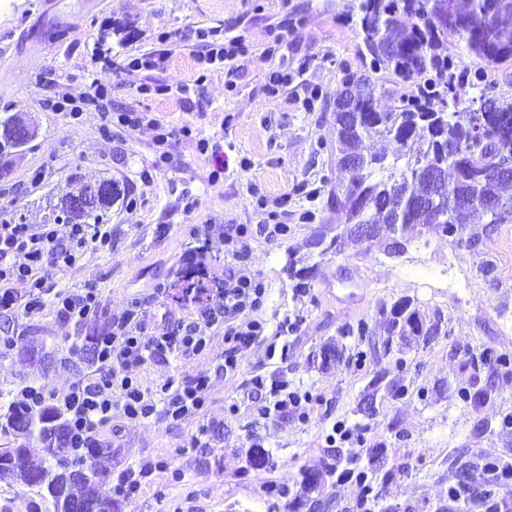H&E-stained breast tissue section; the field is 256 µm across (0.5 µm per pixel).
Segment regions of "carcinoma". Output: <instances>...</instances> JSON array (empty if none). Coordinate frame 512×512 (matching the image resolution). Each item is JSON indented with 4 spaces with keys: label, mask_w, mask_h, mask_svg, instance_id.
Returning a JSON list of instances; mask_svg holds the SVG:
<instances>
[{
    "label": "carcinoma",
    "mask_w": 512,
    "mask_h": 512,
    "mask_svg": "<svg viewBox=\"0 0 512 512\" xmlns=\"http://www.w3.org/2000/svg\"><path fill=\"white\" fill-rule=\"evenodd\" d=\"M511 17L512 0H362L357 22L371 69L413 88L388 110L370 93L336 99L333 154L336 170L348 178L328 190L336 234H322L310 243L319 255L367 244L351 232L352 224L388 225L402 233L416 225L435 226L448 236V226L457 229L476 219L481 226L472 228L467 240L449 236V241L483 255L492 227L512 224V170H502L512 163V98L498 94L487 74L488 66L512 58ZM458 50L482 65L457 70ZM470 91L489 101V108H458L461 96ZM12 121L11 116L0 119V156L14 149ZM370 140L385 142L392 150L369 152ZM431 194L448 211L444 223L424 205ZM121 195L112 180L104 179L60 193L49 203L50 213L74 209L72 223L99 224ZM214 282L198 265L180 272L176 286L197 289L200 301ZM440 332L441 319L427 322L407 302L384 319L388 348L395 340L408 348L427 344ZM0 431L10 436L8 448L24 459L20 465L0 459V473L11 474L40 498L32 503V512H69L72 503L77 512H121L123 500L105 491L111 472L97 464L99 457L119 449L110 442L84 450L74 447L68 418L57 406L0 403ZM34 442L44 453V464L38 467L29 461ZM458 470L460 488L496 508L489 484L499 464L473 454Z\"/></svg>",
    "instance_id": "cac0c4a2"
}]
</instances>
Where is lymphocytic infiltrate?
<instances>
[{
	"mask_svg": "<svg viewBox=\"0 0 512 512\" xmlns=\"http://www.w3.org/2000/svg\"><path fill=\"white\" fill-rule=\"evenodd\" d=\"M195 37V78L168 84L149 77L139 86V95H168L188 103L214 73L223 74L225 88L235 89L239 72L237 61L249 52L245 37L227 35L217 27L197 29ZM87 105L99 111L103 132H111L116 125L133 131L151 130L163 160L168 157L166 147L174 134L191 132L187 125L172 129L148 111L113 113L108 93L101 87H89L75 97L64 94L45 101L48 110L70 120L80 119ZM287 230V225L273 218L254 229L241 224L228 228L224 241L228 256L237 264L236 269L225 275L223 287L209 289L211 303L194 308L188 316L165 323L153 336L143 334L141 309L113 315L109 330L96 341V380L76 381L59 398L61 408L69 417L77 447H85L97 429L111 422L116 414L131 425H140L158 416L174 424L199 416L206 404L211 378L238 376L240 354L244 349L261 341L267 342L269 349H276L277 339L296 329V322L289 319L276 329H269L261 315L268 290L256 274L242 265L248 242L254 235L277 239ZM111 247L112 227L108 224H69L61 230L53 224H16L1 220L0 282L5 288L0 291V311L19 309L34 316L50 300L64 320L79 322L93 316L103 305L95 285L52 294L42 271L48 267L75 265L87 253ZM15 282L23 284V292L12 290ZM219 324L224 327V354L210 373L188 380L170 378L156 384L145 383L138 376V368L150 359L171 355L189 359L200 355L209 346L213 327ZM249 384L262 401L257 409L259 418L307 419L313 404L312 393L293 387L285 376L258 373L251 375Z\"/></svg>",
	"mask_w": 512,
	"mask_h": 512,
	"instance_id": "obj_1",
	"label": "lymphocytic infiltrate"
}]
</instances>
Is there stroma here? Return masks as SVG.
I'll return each instance as SVG.
<instances>
[{"instance_id": "1", "label": "stroma", "mask_w": 512, "mask_h": 512, "mask_svg": "<svg viewBox=\"0 0 512 512\" xmlns=\"http://www.w3.org/2000/svg\"><path fill=\"white\" fill-rule=\"evenodd\" d=\"M358 0H0V118L33 117L38 134L18 155L0 158V215L12 222L42 223L47 198L70 189L75 178H108L136 199L133 211L124 201L109 214L112 248L92 252L72 267L43 272L54 290L95 284L104 301L103 317L131 305L146 311L145 336L158 324L186 316V306L172 300L173 284L185 267L202 264L211 278L224 277V229L256 225L261 212L251 203L259 192L276 207L284 194L292 200L281 219L288 226L282 240L251 239L245 266L269 290L263 316L277 323L283 316L301 318L288 339V353L268 358L264 345L241 354L243 374L213 378L204 419L180 425L163 418L145 425H127L113 417L98 428L99 440L118 446L113 473L141 471L143 488L122 512H271L263 489L287 487L290 497L301 491L309 471L322 477L319 512H355L356 485L337 483L336 467L344 466L348 448H330L325 437L334 422L363 426L369 443L379 444L387 459L369 469L378 494L374 512H438L448 508V489L456 484V455L471 450L512 462V364L473 371L465 353L492 348L512 360V224L496 227L486 243L495 261L493 279L483 278L479 255L449 243L438 228L415 236L399 256L388 255L389 230L362 249L318 258L308 243L330 232L336 215L326 207L325 178L339 179L331 160L335 138L333 103L342 92L344 70L370 72L362 37L350 20ZM289 19L295 31L275 57L265 56L268 30ZM221 26L246 37L251 53L240 61L235 90L224 87L223 74L211 76L191 105L159 96L137 94L145 81L141 70L124 69V61L157 50L161 29L176 31L177 42L163 74L178 82L195 76L194 31ZM285 69L294 81L286 94L268 96L267 74ZM105 87L113 109L150 111L169 126L190 125L191 136L170 143L167 164L156 166L153 133L113 128L111 138L99 133L100 117L87 106L81 119L66 121L43 106L47 96L74 85ZM318 93L314 109L304 104ZM209 140L216 153H200L199 139ZM250 159V168L240 166ZM44 178L31 185L30 175ZM219 181H212L213 170ZM192 210H185L186 200ZM316 213L302 220L304 211ZM203 252H196V244ZM314 268L308 296L293 293L292 274ZM360 287V298L343 300L346 279ZM428 319H441L443 335L429 344L384 349L372 336L380 332L385 312L401 302ZM367 322L366 337L345 329ZM95 320L73 323L53 307L27 317L0 312V345L18 336H35L45 350L59 349L72 361L43 369L18 350L0 356V394L16 396L26 385L41 387L46 396L67 390L81 379L95 380L96 367L77 349ZM338 345L335 363L323 365L321 348ZM366 355L363 368L350 361L354 350ZM224 352V329L214 327L209 348L186 361L168 358L147 362L140 370L145 382L190 378L212 369ZM388 385L375 396L376 410L359 411V401L377 371ZM278 373L320 396L307 421L257 418L252 392L245 382L251 373ZM404 386L391 393L389 385ZM492 385L480 404L459 399L461 388ZM238 401V415L224 413L227 401ZM207 424L209 447L189 448L187 436ZM260 442L269 464L255 470L248 462L251 442ZM182 480H174L173 471Z\"/></svg>"}]
</instances>
